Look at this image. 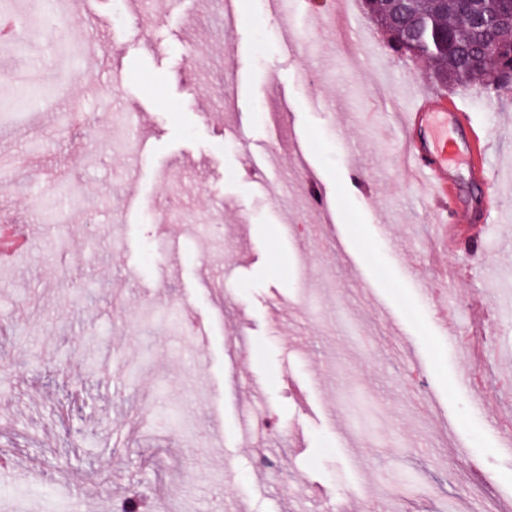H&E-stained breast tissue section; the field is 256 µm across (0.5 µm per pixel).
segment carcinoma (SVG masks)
I'll list each match as a JSON object with an SVG mask.
<instances>
[{"instance_id":"cac0c4a2","label":"carcinoma","mask_w":512,"mask_h":512,"mask_svg":"<svg viewBox=\"0 0 512 512\" xmlns=\"http://www.w3.org/2000/svg\"><path fill=\"white\" fill-rule=\"evenodd\" d=\"M470 0H398L395 3L396 34L388 48L398 51L409 37L416 38L419 51L436 71V77L454 85L482 81L484 89L495 70V62L480 55L482 47L512 45V26L505 23L493 28L476 26L471 17ZM453 35V46L445 44L443 33Z\"/></svg>"}]
</instances>
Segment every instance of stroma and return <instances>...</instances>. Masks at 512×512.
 I'll use <instances>...</instances> for the list:
<instances>
[{
	"label": "stroma",
	"mask_w": 512,
	"mask_h": 512,
	"mask_svg": "<svg viewBox=\"0 0 512 512\" xmlns=\"http://www.w3.org/2000/svg\"><path fill=\"white\" fill-rule=\"evenodd\" d=\"M64 2L0 44V93L59 91L0 122V221L30 239L0 263V512H512V92L439 83L363 0H236L230 30L218 0ZM418 87L492 135L478 248L438 251L400 162Z\"/></svg>",
	"instance_id": "stroma-1"
}]
</instances>
